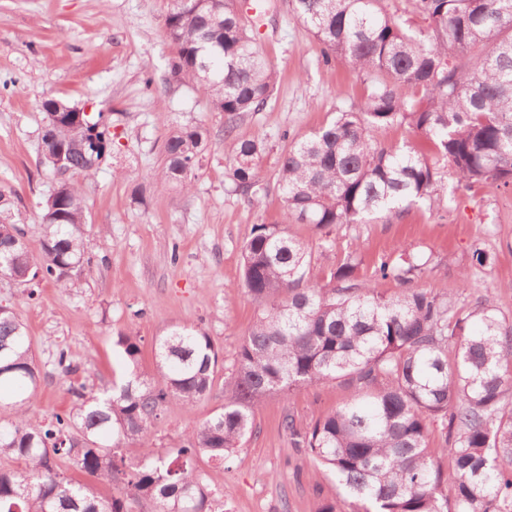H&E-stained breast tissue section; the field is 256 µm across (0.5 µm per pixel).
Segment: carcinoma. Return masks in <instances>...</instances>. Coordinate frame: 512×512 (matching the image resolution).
<instances>
[{
  "instance_id": "obj_1",
  "label": "carcinoma",
  "mask_w": 512,
  "mask_h": 512,
  "mask_svg": "<svg viewBox=\"0 0 512 512\" xmlns=\"http://www.w3.org/2000/svg\"><path fill=\"white\" fill-rule=\"evenodd\" d=\"M305 31L322 46V63L338 61L370 78L360 104L292 140L277 161L284 218L330 234L371 217H399L413 205L439 208L475 185L512 186V0H412L426 27L413 30L384 0H292ZM265 6L250 0H171L164 18L170 77L224 113V151L233 191L259 204L266 144L241 139L238 122L262 110L277 72L257 41ZM46 124L38 149L61 189L43 206L40 252L24 242L10 196L0 191V275L34 296L43 281L67 288L87 259L85 205L76 174H90L112 148L102 114L54 98L42 102ZM404 126L434 147L432 160L410 145H382L376 131ZM208 139L197 123L172 129L163 143L160 179L191 188ZM373 276L391 278L386 297L359 276L355 253L322 283L310 275L311 252L278 224H257L241 249L245 292L260 309L239 347L224 409L196 427L171 460L150 448L127 481L129 494L158 512H224V493L194 465L205 454L222 461L254 429L263 397L341 380L351 401L297 426L282 427L297 448L332 472L355 512H512V322L478 301L459 305L419 288L431 257L397 247ZM131 379L103 398L70 383L66 417L31 421L19 410L36 396L40 372L14 310L0 308V512H127L58 471L110 483L125 474L123 444L147 437L164 404L187 408L211 390L219 362L212 339L185 326L157 339L153 374L139 370L136 337L117 336ZM441 426V468L428 448L430 424Z\"/></svg>"
}]
</instances>
